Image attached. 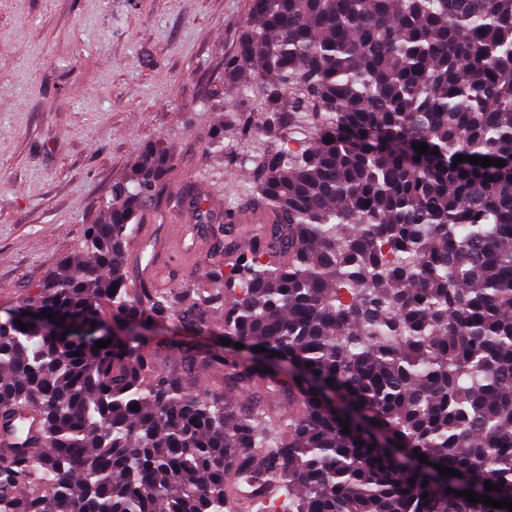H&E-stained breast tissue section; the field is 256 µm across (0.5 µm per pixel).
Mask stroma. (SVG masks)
Returning <instances> with one entry per match:
<instances>
[{"mask_svg": "<svg viewBox=\"0 0 512 512\" xmlns=\"http://www.w3.org/2000/svg\"><path fill=\"white\" fill-rule=\"evenodd\" d=\"M251 0H0V312L83 245L146 142L177 161L146 246L166 288L209 266L170 263L163 229L184 194L210 208L207 240L224 234L243 170L209 148L224 112V59Z\"/></svg>", "mask_w": 512, "mask_h": 512, "instance_id": "35a3bbf8", "label": "stroma"}]
</instances>
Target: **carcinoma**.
I'll list each match as a JSON object with an SVG mask.
<instances>
[{
	"mask_svg": "<svg viewBox=\"0 0 512 512\" xmlns=\"http://www.w3.org/2000/svg\"><path fill=\"white\" fill-rule=\"evenodd\" d=\"M250 12L224 58V93L247 105L211 146L247 171L239 208L269 232L216 241L201 285L131 283L136 224L174 162L143 145L83 255L0 319V418L38 420L31 453L0 447V512H509L447 492L434 465L512 499V0ZM219 299L224 338L266 352L98 335L193 327ZM202 366L224 391L190 389Z\"/></svg>",
	"mask_w": 512,
	"mask_h": 512,
	"instance_id": "1",
	"label": "carcinoma"
}]
</instances>
